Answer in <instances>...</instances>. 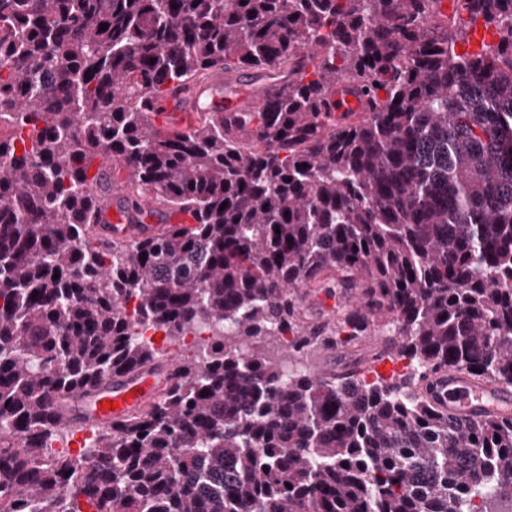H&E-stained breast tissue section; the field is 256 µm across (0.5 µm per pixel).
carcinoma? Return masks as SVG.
Returning a JSON list of instances; mask_svg holds the SVG:
<instances>
[{
    "label": "carcinoma",
    "mask_w": 512,
    "mask_h": 512,
    "mask_svg": "<svg viewBox=\"0 0 512 512\" xmlns=\"http://www.w3.org/2000/svg\"><path fill=\"white\" fill-rule=\"evenodd\" d=\"M0 0V512H503L512 418L432 396L512 386V0ZM234 66L260 108L156 126ZM341 80L367 96L329 112ZM146 196L194 224L95 242ZM226 208H221L222 203ZM349 302L302 322L298 289ZM216 332L143 411L48 447L72 394ZM377 332L398 380L288 374L252 342ZM217 90L212 89L210 87L204 86H194L190 91L183 92L180 90H174L171 92L170 96L166 99L169 104H164L160 102L156 111L153 114L154 123H163L169 119L170 114L167 112H174L172 104H187L189 107L193 108L195 104H198L201 99H206L211 97L213 101H215L217 96ZM172 103V104H171ZM178 113V119H173L172 123L163 125L167 129H179L176 127H183L187 123H197V121L202 117L201 112H174ZM433 396L448 406V410L465 418L488 413L512 416V387L494 381H476L456 373L443 374L436 380Z\"/></svg>",
    "instance_id": "cac0c4a2"
}]
</instances>
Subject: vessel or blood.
<instances>
[{"label": "vessel or blood", "mask_w": 512, "mask_h": 512, "mask_svg": "<svg viewBox=\"0 0 512 512\" xmlns=\"http://www.w3.org/2000/svg\"><path fill=\"white\" fill-rule=\"evenodd\" d=\"M215 95V89L204 86L193 87L187 92L172 91L167 103L157 105L153 120L157 123L168 120L174 104L192 106ZM158 218V209L148 199H141L138 209L130 210L125 206L124 193L117 191L113 194L111 207L102 211L101 223L96 231L104 241L114 237L138 240L158 233ZM174 369L171 363L158 370L137 368L125 376L103 382L91 392L77 393L70 416L84 427L121 422L134 410L150 402ZM433 394L450 411L465 418L488 413L512 416V387L490 380L476 381L464 375L448 373L439 376Z\"/></svg>", "instance_id": "obj_1"}]
</instances>
